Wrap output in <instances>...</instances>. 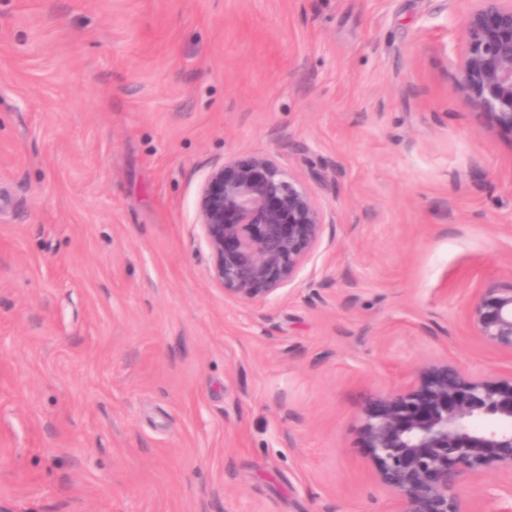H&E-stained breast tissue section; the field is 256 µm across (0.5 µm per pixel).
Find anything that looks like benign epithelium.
Here are the masks:
<instances>
[{
    "mask_svg": "<svg viewBox=\"0 0 512 512\" xmlns=\"http://www.w3.org/2000/svg\"><path fill=\"white\" fill-rule=\"evenodd\" d=\"M468 18L458 83L494 126L512 133V0H477ZM271 152L226 158L198 189L195 223L210 277L234 300L276 299L322 244L333 213L313 185ZM477 336L512 354V284L478 292L468 313ZM360 429L378 482L396 512H466L461 486L489 470L512 474V370L494 378L446 361L418 370L404 388L368 403Z\"/></svg>",
    "mask_w": 512,
    "mask_h": 512,
    "instance_id": "1",
    "label": "benign epithelium"
}]
</instances>
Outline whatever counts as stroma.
Here are the masks:
<instances>
[{"instance_id": "1", "label": "stroma", "mask_w": 512, "mask_h": 512, "mask_svg": "<svg viewBox=\"0 0 512 512\" xmlns=\"http://www.w3.org/2000/svg\"><path fill=\"white\" fill-rule=\"evenodd\" d=\"M474 0H0V503L393 512L368 399L512 355V133L458 84ZM301 143V155L289 151ZM326 167L314 263L266 303L210 278L228 157ZM512 475L461 489L501 512ZM468 321L477 336L512 355V284L478 292Z\"/></svg>"}]
</instances>
